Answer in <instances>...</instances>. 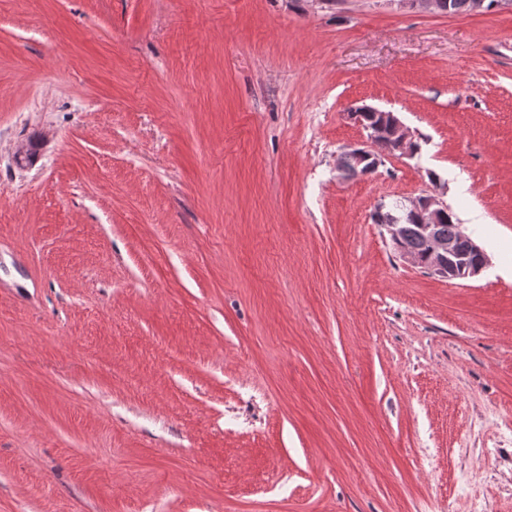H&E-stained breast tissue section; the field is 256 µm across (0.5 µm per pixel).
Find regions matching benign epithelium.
<instances>
[{
    "instance_id": "1",
    "label": "benign epithelium",
    "mask_w": 512,
    "mask_h": 512,
    "mask_svg": "<svg viewBox=\"0 0 512 512\" xmlns=\"http://www.w3.org/2000/svg\"><path fill=\"white\" fill-rule=\"evenodd\" d=\"M387 118L395 140L393 153L401 156L409 154L407 144L413 140L412 132L395 113H388ZM341 155H348L360 163H368L371 168H377L381 165L385 153L378 150L373 137L369 135L362 143L344 148ZM410 204L420 208L425 214L422 230L429 243L430 274L441 279L450 277L454 280H469L478 276L486 268L488 265L486 253L478 244L468 239V236L464 235L462 239L468 241L474 251L481 253V262L474 266L467 264L455 240L441 233L440 225L435 223V219L438 213L447 209L448 204L441 198L440 193L436 191L423 193L411 200ZM385 228L400 258L413 266L418 265L417 252L406 245L404 225L391 223L385 225Z\"/></svg>"
}]
</instances>
